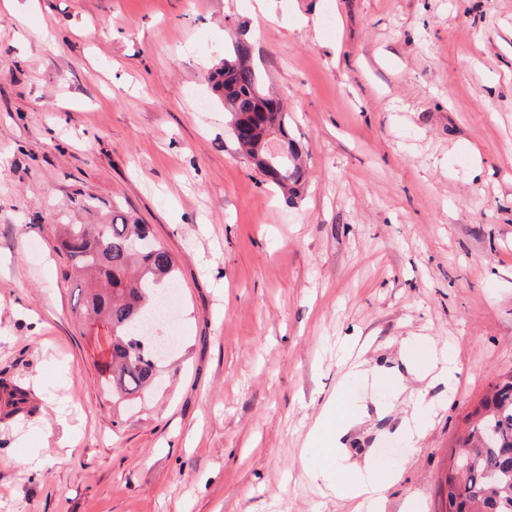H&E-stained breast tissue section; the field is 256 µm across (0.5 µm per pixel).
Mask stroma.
I'll return each instance as SVG.
<instances>
[{
  "label": "stroma",
  "mask_w": 512,
  "mask_h": 512,
  "mask_svg": "<svg viewBox=\"0 0 512 512\" xmlns=\"http://www.w3.org/2000/svg\"><path fill=\"white\" fill-rule=\"evenodd\" d=\"M0 2V512H355L308 444L345 371L446 348L456 391L418 442V396L353 379L352 459L398 473L384 512H448L471 413L512 374V0ZM245 39L307 156L272 189L209 72ZM138 217L178 261L180 346L112 401L56 251L61 224ZM66 422L74 448L42 447ZM33 455L38 474L14 458Z\"/></svg>",
  "instance_id": "obj_1"
}]
</instances>
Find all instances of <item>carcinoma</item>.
<instances>
[{"label": "carcinoma", "instance_id": "cac0c4a2", "mask_svg": "<svg viewBox=\"0 0 512 512\" xmlns=\"http://www.w3.org/2000/svg\"><path fill=\"white\" fill-rule=\"evenodd\" d=\"M211 79L229 120L253 129L250 140L237 142L249 158L256 159L254 146L266 124L278 123L289 157L273 185L288 200L298 198L306 175L302 152L288 138V113L263 91L251 43L239 39L224 50ZM58 248L68 261L62 275L85 276L75 309L90 325L108 327L106 391L131 396L145 391L157 366L140 338L139 324L157 307L162 289L175 284V258L149 225L119 213L108 224L64 225ZM11 397L10 413L24 412L28 391L16 386ZM472 417L459 452L460 469L448 474L454 512H512V375L492 387Z\"/></svg>", "mask_w": 512, "mask_h": 512}]
</instances>
